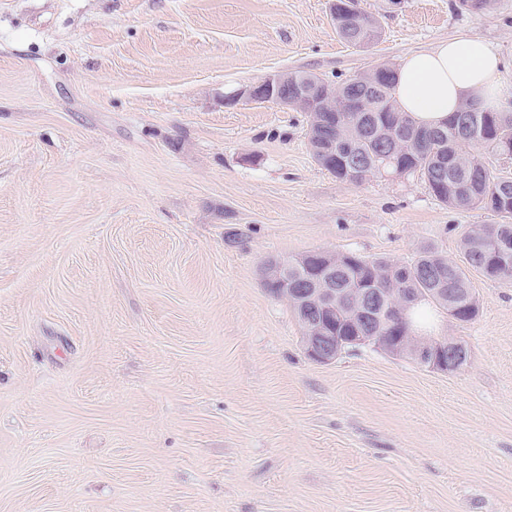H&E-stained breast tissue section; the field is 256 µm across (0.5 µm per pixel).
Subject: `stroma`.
Listing matches in <instances>:
<instances>
[{"label":"stroma","instance_id":"obj_1","mask_svg":"<svg viewBox=\"0 0 512 512\" xmlns=\"http://www.w3.org/2000/svg\"><path fill=\"white\" fill-rule=\"evenodd\" d=\"M0 0V512H512V285L469 271L448 375L373 347L320 364L265 265L324 249L463 262L474 224L416 175L336 179L307 113L460 34L512 65V0ZM331 18L338 36L346 43L364 48L378 41L382 35L377 18L357 7V0H334Z\"/></svg>","mask_w":512,"mask_h":512}]
</instances>
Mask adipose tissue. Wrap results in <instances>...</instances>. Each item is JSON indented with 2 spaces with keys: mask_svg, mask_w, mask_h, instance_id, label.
<instances>
[{
  "mask_svg": "<svg viewBox=\"0 0 512 512\" xmlns=\"http://www.w3.org/2000/svg\"><path fill=\"white\" fill-rule=\"evenodd\" d=\"M507 65L494 47L476 35H466L419 51L398 67L392 92L400 111L418 125L446 122L465 103L498 108L512 96Z\"/></svg>",
  "mask_w": 512,
  "mask_h": 512,
  "instance_id": "obj_1",
  "label": "adipose tissue"
}]
</instances>
